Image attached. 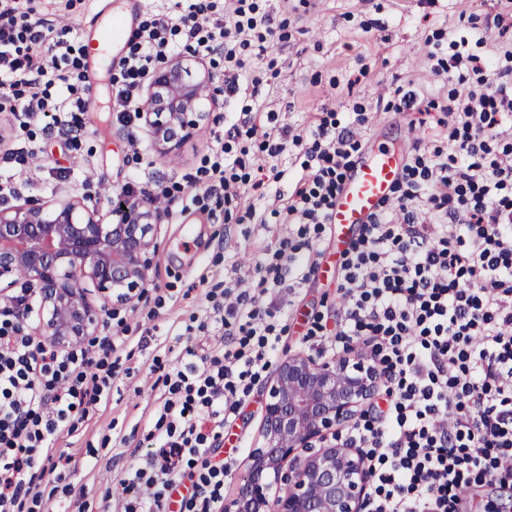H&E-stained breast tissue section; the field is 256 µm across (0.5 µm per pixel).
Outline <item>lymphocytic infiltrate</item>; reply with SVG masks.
Masks as SVG:
<instances>
[{
	"mask_svg": "<svg viewBox=\"0 0 512 512\" xmlns=\"http://www.w3.org/2000/svg\"><path fill=\"white\" fill-rule=\"evenodd\" d=\"M208 0H174L140 26L112 81V109L128 125L143 112L141 81L172 52L168 31L187 29L192 54L224 55V92L240 96L249 35L270 27L247 0H232L216 17ZM65 28L31 19L21 0H0V86L13 89L24 119L46 117L47 132L77 140L79 99L52 87L70 55ZM495 66L482 90L466 88L465 69L480 58L448 59L430 52L434 72L457 83L441 110L433 150L412 142L392 197L345 251L337 290L342 304L335 329L311 333L344 351L364 349L379 374L377 399L340 434L363 449L369 471L364 512H463L473 487L512 484V142L503 124L512 116V52ZM252 105L226 131L260 135L258 153L228 158L211 150L203 174L208 196L242 207L239 223L269 217L295 229L283 236L275 262L255 276L207 285L198 330L218 324L221 334L205 356L187 349L163 376L165 392L152 414L155 447L105 494L99 512H224V482L235 458H221L224 430L267 373L283 330L274 299L290 284L309 282L322 251L309 242L328 222L355 158L362 150L357 113L342 126L317 119L305 134L258 133ZM303 152V172L274 213L242 206L261 189L268 165L288 150ZM25 295L0 312V512H33L44 496L39 481L53 476L69 512H88L86 487L67 483L83 461L56 451L62 433L106 403L117 365L112 337L63 350L26 333L19 319Z\"/></svg>",
	"mask_w": 512,
	"mask_h": 512,
	"instance_id": "obj_1",
	"label": "lymphocytic infiltrate"
}]
</instances>
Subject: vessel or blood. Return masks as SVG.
<instances>
[{"label":"vessel or blood","mask_w":512,"mask_h":512,"mask_svg":"<svg viewBox=\"0 0 512 512\" xmlns=\"http://www.w3.org/2000/svg\"><path fill=\"white\" fill-rule=\"evenodd\" d=\"M142 0H125L119 17L109 19L111 35L93 37L90 62L117 57L122 32ZM402 157L399 152L369 145L348 173L343 189L330 215L338 229L337 248H344L355 230L362 228L369 217L387 201L400 178Z\"/></svg>","instance_id":"obj_1"}]
</instances>
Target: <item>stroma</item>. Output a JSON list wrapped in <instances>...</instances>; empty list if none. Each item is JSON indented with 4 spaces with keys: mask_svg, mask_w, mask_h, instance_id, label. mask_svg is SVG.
<instances>
[{
    "mask_svg": "<svg viewBox=\"0 0 512 512\" xmlns=\"http://www.w3.org/2000/svg\"><path fill=\"white\" fill-rule=\"evenodd\" d=\"M120 0H29L33 16L51 18L55 11L67 17V39L74 55L84 53V31L106 5ZM256 14L286 21L285 29L267 36L258 29L251 43L262 53L247 55L250 77L258 79V113L266 128L306 132L316 114L334 111L341 124L363 108L369 122L359 131L361 140L376 139L403 150L410 139L428 141L429 128L414 127L409 115L386 110L396 88H410L421 96L446 99L454 82L435 74L429 50L439 56L474 55L491 60L512 48V34L494 23L502 0H249ZM117 69L108 61L89 69L88 82L78 84L84 110L77 143L44 132L42 120L19 128L10 113L11 98L0 96V179L15 188L8 205L35 203L53 208L67 200L80 201L96 220H112V197L128 183L148 194L180 187L173 215L151 231L153 246L148 292L121 307L115 319L99 315L96 333L120 336L130 326L122 345L120 365L108 402L72 435H61L57 448L77 450L85 464L67 475L68 482L86 485L92 499L117 488L123 473L134 464L133 449L151 446L148 436L152 412L164 391L157 385L155 365L169 366L186 347L202 345V338L185 333L193 316L201 314L202 278L230 280L253 273L263 256L273 253L285 233L283 225L231 224L212 214L210 201L183 203L192 194L194 176L224 122L234 119L241 98L224 95V65L206 61L193 67L209 78L217 101L176 156L162 153L146 123L127 128L108 109L110 79ZM34 150L25 163L7 159L9 151ZM339 300L336 278L313 275L293 295L288 331L278 358L316 350L305 333L313 321L333 326ZM267 399L265 384L255 386L239 410L229 435L244 448L261 444V419Z\"/></svg>",
    "mask_w": 512,
    "mask_h": 512,
    "instance_id": "stroma-1",
    "label": "stroma"
}]
</instances>
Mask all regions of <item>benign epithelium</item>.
Segmentation results:
<instances>
[{
	"instance_id": "1",
	"label": "benign epithelium",
	"mask_w": 512,
	"mask_h": 512,
	"mask_svg": "<svg viewBox=\"0 0 512 512\" xmlns=\"http://www.w3.org/2000/svg\"><path fill=\"white\" fill-rule=\"evenodd\" d=\"M206 79L191 80L181 59L158 66L144 118L172 153L202 116ZM159 218L146 202L131 220L113 215L101 224L68 201L0 208V285L18 268L39 290L42 328L62 348L90 336L97 312L86 296L91 283L107 302L127 304L148 280L149 234ZM372 366L347 354L318 362L284 358L268 391L261 421L263 445L249 453L246 475L226 512H363L368 488L362 453L336 439L375 393Z\"/></svg>"
}]
</instances>
